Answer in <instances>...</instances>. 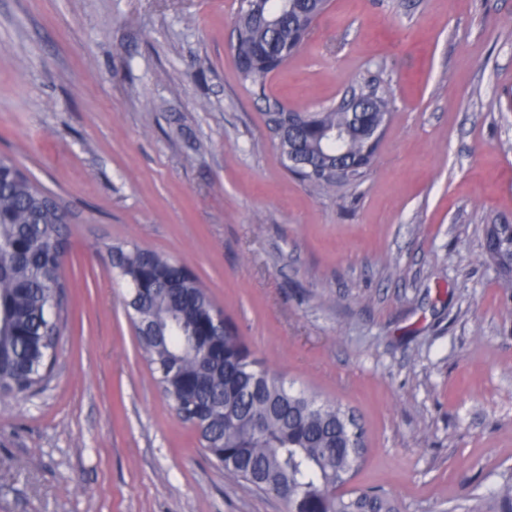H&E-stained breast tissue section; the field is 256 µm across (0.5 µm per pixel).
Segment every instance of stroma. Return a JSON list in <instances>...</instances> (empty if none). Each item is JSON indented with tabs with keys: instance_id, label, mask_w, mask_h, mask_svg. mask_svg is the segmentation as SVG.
Listing matches in <instances>:
<instances>
[{
	"instance_id": "35a3bbf8",
	"label": "stroma",
	"mask_w": 512,
	"mask_h": 512,
	"mask_svg": "<svg viewBox=\"0 0 512 512\" xmlns=\"http://www.w3.org/2000/svg\"><path fill=\"white\" fill-rule=\"evenodd\" d=\"M240 0H0V157L67 214L47 387L0 399V512H286L230 477L155 386L107 248L177 259L271 374L349 409L346 485L471 512L512 479V0H333L258 96ZM373 79V165L314 190L266 98L315 109ZM298 113V112H304L305 114L304 119H302L301 125L305 126L307 121V113L310 111L303 110V109H292V110H284V109H272L269 108L265 112H263L264 115V123L266 130L274 141L278 140L279 145L281 147L283 155L287 158L288 161L283 157L284 161L288 162L289 164H285L286 168L288 169V166L296 169L299 166L305 165L306 167H311L307 163H297L295 162L291 157L288 156V113ZM496 257L499 264L511 272L512 269V224H500L497 229Z\"/></svg>"
}]
</instances>
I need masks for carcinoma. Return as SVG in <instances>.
<instances>
[{"label": "carcinoma", "mask_w": 512, "mask_h": 512, "mask_svg": "<svg viewBox=\"0 0 512 512\" xmlns=\"http://www.w3.org/2000/svg\"><path fill=\"white\" fill-rule=\"evenodd\" d=\"M308 0H247L233 34L245 55L243 82L265 93L264 82L303 46L297 26ZM266 130L288 155V111L263 112ZM301 129L299 151L317 171L303 180L327 190L362 178L375 153L351 113L332 104ZM0 158V398L42 386L51 368L59 325L53 313L65 284L57 275L66 251L63 209L49 191ZM496 257L512 269V224L497 229ZM111 268L130 288L127 308L145 312L149 327L131 319L138 348L157 388L197 431L201 447L224 471L282 499L287 512H392L375 490L336 494L351 479L366 447L349 411L295 390L270 374L231 325L215 327L220 311L183 264L137 245L110 247Z\"/></svg>", "instance_id": "obj_1"}]
</instances>
